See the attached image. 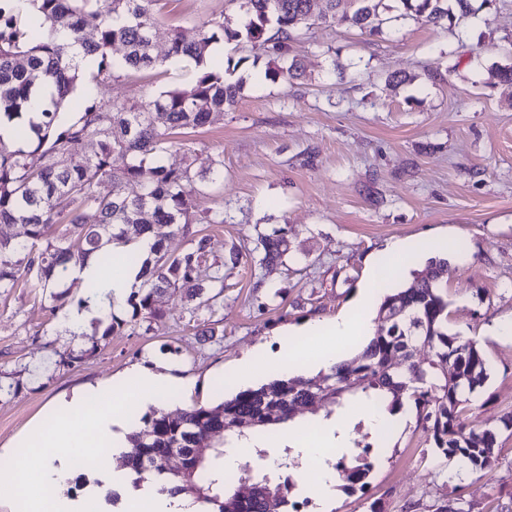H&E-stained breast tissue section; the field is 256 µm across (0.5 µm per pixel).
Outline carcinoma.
Returning a JSON list of instances; mask_svg holds the SVG:
<instances>
[{"label": "carcinoma", "mask_w": 512, "mask_h": 512, "mask_svg": "<svg viewBox=\"0 0 512 512\" xmlns=\"http://www.w3.org/2000/svg\"><path fill=\"white\" fill-rule=\"evenodd\" d=\"M157 2L0 0V121H16L17 136L26 142L24 148L0 151V295L23 284L48 292L60 308L69 302L71 266L97 254L110 267V246L149 236L148 256L134 250L125 255L128 263L140 266L143 282L127 299V318L109 312L97 321L104 336L161 319L157 297L168 289H185L198 309L210 307L224 292V262L207 263L209 238L194 229L224 223V212L200 214L193 200L200 187L223 178L224 160L214 158L206 174L194 171L187 159L178 166L163 162L174 148L190 153L175 139L178 131L202 129L237 103L241 83L208 66L211 44L221 37L254 47L269 44L284 65L267 68L266 76L290 81L303 74L292 55L295 31L302 25L332 22L381 34L383 25L411 18L449 29L476 12L474 0H397V6L388 0H325V9L316 15L312 0H230L245 17L242 28L231 30L220 18L203 23L193 41L177 32L171 36L169 55L197 67L190 83L148 101L102 104L92 98L75 118L61 119L58 107L84 76L117 81L129 71L157 66L152 53ZM88 8L98 18L91 36L84 33ZM48 25L67 31L70 42L48 37ZM116 43L125 48L120 58L111 53ZM36 88L44 91L50 107L40 121L24 124L20 119ZM90 141L97 146L91 155L85 151ZM14 224L25 227V239L8 234L6 228ZM177 236L187 247L173 254L167 241ZM255 250L262 265L283 262L289 252L286 233L261 236ZM447 282L448 260L434 259L427 276L386 296L378 311L386 324L330 374L274 379L175 413L154 409L142 418L143 425H134L122 453L136 475L134 486L152 473L168 481L161 491L190 497L203 512H293L291 478L224 470L226 440L283 424L299 407L320 403L329 417L345 394L357 390L390 412L412 402L435 448L474 470L492 466L496 434L476 430L468 398L486 381L487 363L475 341L448 333V300L440 292ZM420 343L433 350L425 366L412 360ZM397 356L404 360L398 370L393 367ZM212 438L221 442L209 458L173 456L175 448ZM331 466L343 487L352 489L365 485L373 463L360 451ZM244 483L253 487L247 496L238 494Z\"/></svg>", "instance_id": "1"}]
</instances>
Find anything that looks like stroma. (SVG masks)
<instances>
[{"mask_svg": "<svg viewBox=\"0 0 512 512\" xmlns=\"http://www.w3.org/2000/svg\"><path fill=\"white\" fill-rule=\"evenodd\" d=\"M152 49L158 70L128 72L91 85L97 101H145L189 83L193 62L168 57L172 31L195 39L220 16L236 29L244 17L228 0H159ZM304 74L270 80L273 52L232 42L218 64L240 60L243 91L211 125L185 134L196 169L224 158V176L197 198L224 221L203 225L210 255L231 244L253 248L284 230L283 263L224 268V292L191 311L183 291L161 295V320L126 326L105 339L58 327L48 295L19 288L0 296V448L15 443L52 405L73 391L117 381L135 364L177 369L192 385L180 407L213 402L243 357L269 346L275 332L329 321L352 304L369 278L370 260L396 240L451 238L448 329L482 349L489 377L471 397L477 429L498 433L488 469L448 478L455 459L434 448L412 405L367 478L338 490L335 512H435L461 496L465 512H512V339L494 336L512 320V85L497 66L512 63V0L462 19L448 31L412 19L372 35L318 23L293 45ZM440 69L430 82L426 69ZM410 82L392 87L394 72ZM213 335H203L205 323ZM77 361L61 364L63 355Z\"/></svg>", "mask_w": 512, "mask_h": 512, "instance_id": "1", "label": "stroma"}]
</instances>
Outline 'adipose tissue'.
I'll return each instance as SVG.
<instances>
[{
    "instance_id": "adipose-tissue-1",
    "label": "adipose tissue",
    "mask_w": 512,
    "mask_h": 512,
    "mask_svg": "<svg viewBox=\"0 0 512 512\" xmlns=\"http://www.w3.org/2000/svg\"><path fill=\"white\" fill-rule=\"evenodd\" d=\"M414 251L413 242H392L377 256L372 278L360 288L348 310L329 322L311 321L296 330L277 333L275 349L245 358L233 373V380L245 386L313 369L330 371L343 359V346H358L371 336L375 310L386 288L400 287L410 278L414 265L409 257ZM137 274V268L127 266L118 256L108 271L92 259L71 267L70 279L83 283L94 278L100 288L89 306L72 307L62 313L61 328L68 335L79 336L105 312L121 310L130 292L140 285ZM315 340L321 348L313 355L308 346ZM187 384L184 377L137 365L122 381L83 388L60 399L46 421L34 423L16 446L6 449L10 466L6 474L0 475V499L10 504L11 512H103L96 489H88L74 500L59 497L50 501L42 497L41 490L64 486L77 460L106 476L113 485L129 487L128 470L115 469L112 457L126 445L130 409L166 398L177 401ZM285 441L302 452L300 467L290 471L297 491L328 503L336 484L328 460L350 451L352 444L345 430L322 420L289 422L280 438L265 433L241 440L234 453L225 455L224 467L238 469L253 458L258 448L267 449L266 462L275 465Z\"/></svg>"
}]
</instances>
